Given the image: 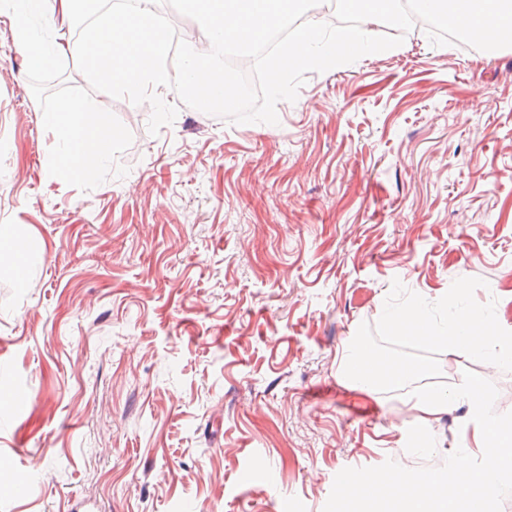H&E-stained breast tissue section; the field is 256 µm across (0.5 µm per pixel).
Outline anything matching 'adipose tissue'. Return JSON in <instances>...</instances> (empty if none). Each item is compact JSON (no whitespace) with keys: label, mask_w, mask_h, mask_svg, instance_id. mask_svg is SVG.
<instances>
[{"label":"adipose tissue","mask_w":512,"mask_h":512,"mask_svg":"<svg viewBox=\"0 0 512 512\" xmlns=\"http://www.w3.org/2000/svg\"><path fill=\"white\" fill-rule=\"evenodd\" d=\"M143 3V8L137 11H113L111 16L88 29L81 45L88 72L124 89H135L146 83L167 84L168 77L161 63L168 46L156 22L155 0H143ZM76 7L77 0H20L13 10L16 45L28 52L31 61L46 62L47 54L29 24L31 10L38 8L50 13L55 23L65 28L71 24ZM46 120L68 148L63 163L75 174L87 160L104 157L115 137L110 113L95 101L62 100L56 111L47 114ZM485 400L479 383L465 375L459 376L449 391L423 388L409 398L412 407L426 420L447 413L454 403L466 404L469 414L465 425L479 437L482 455L493 456L501 467L512 464V438L484 420ZM390 484L398 492L397 512H454L457 501L471 490L470 484L464 483L429 496L423 488L408 487L398 473L391 475Z\"/></svg>","instance_id":"adipose-tissue-1"}]
</instances>
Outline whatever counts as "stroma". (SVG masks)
Listing matches in <instances>:
<instances>
[{
  "mask_svg": "<svg viewBox=\"0 0 512 512\" xmlns=\"http://www.w3.org/2000/svg\"><path fill=\"white\" fill-rule=\"evenodd\" d=\"M11 25L0 0V225L30 254L0 253V390L29 395L0 408V512H352L344 468L463 449L466 406L421 421L338 363L396 279L432 302L482 279L512 331V47L419 34L236 125L72 53L40 73ZM69 98L112 115L90 179L44 120ZM457 369L512 422V371Z\"/></svg>",
  "mask_w": 512,
  "mask_h": 512,
  "instance_id": "1",
  "label": "stroma"
}]
</instances>
